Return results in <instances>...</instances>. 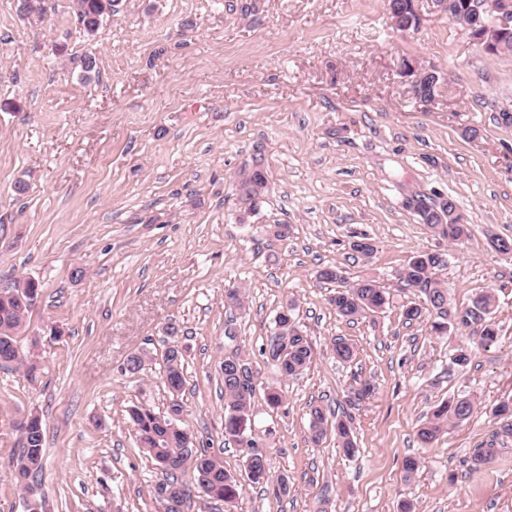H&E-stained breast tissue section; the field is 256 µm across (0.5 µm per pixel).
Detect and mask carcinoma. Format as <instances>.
Segmentation results:
<instances>
[{
	"label": "carcinoma",
	"mask_w": 512,
	"mask_h": 512,
	"mask_svg": "<svg viewBox=\"0 0 512 512\" xmlns=\"http://www.w3.org/2000/svg\"><path fill=\"white\" fill-rule=\"evenodd\" d=\"M123 0H74V13L79 29L88 36L97 33L103 20L117 12ZM267 177L260 164L244 171L237 180V195L245 210L255 212L263 202ZM404 206L419 214L424 224L434 230L440 227L436 212L441 205H430L425 195L414 193L405 198ZM446 262L438 261L428 251H417L410 256L400 273V283L408 288H417L425 297L427 306L409 305L403 312L407 322L429 318L436 314L431 329L439 334L448 327L468 328L469 320L475 313L481 314L483 323L480 326V343L490 345L497 338L495 323L491 321L494 307V295L485 291L477 295L471 305L457 309L448 300L447 289L440 287L435 279L436 270L445 266ZM319 280L326 283H339L332 298L336 312L350 320L377 313L387 303L386 290L371 278H362L350 286L344 284L340 271L333 267H324L317 272ZM39 296L38 283L32 279L14 282L12 293L0 296V365H20L30 379L40 374L39 363L30 353L23 355L11 350L19 346L18 337L28 328V316L32 312L31 297ZM296 305L290 300L281 306L274 319V333L263 348L262 353L270 360L280 362L278 368L282 375L294 377L299 375L312 362L313 347L300 328L294 316ZM332 351L336 359L350 361L356 356V347L343 337L332 341ZM164 383L171 394L167 413L161 415L147 406H133L128 410V420L136 431V437L142 451L153 459L165 475V483L179 491L177 512H184L183 506L190 499L192 487L179 477L188 467L195 474L204 475L205 494L223 500L233 501L242 490L241 482L224 470V465L215 459L194 449L191 434L181 426L180 416L184 407L180 396L185 385L184 353L165 347L161 355ZM152 357L147 352L132 354L126 359L125 370L139 373L145 369ZM255 393L245 396L240 393L231 378H224V437L243 445L244 436L252 433L249 415ZM474 411V404L468 397H452L439 403L432 411L431 418L418 429V437L424 444L434 441L450 422L456 424L468 420ZM510 423L497 427L492 440L486 447L475 450L470 458V469L478 471L492 463L498 449L495 442H504L512 437V414L506 416ZM27 432L22 435V444L13 458L14 480L21 491H28L37 483V474L42 468L45 434L39 415H29L26 419ZM311 440L320 442L327 437L328 430H333L339 447L347 455L356 451V443L348 423L330 416L315 406L310 409ZM246 479L252 484L268 485L276 495L288 492L285 478L272 479L267 467V460L258 458L244 465Z\"/></svg>",
	"instance_id": "1"
}]
</instances>
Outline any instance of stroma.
Returning <instances> with one entry per match:
<instances>
[{"mask_svg": "<svg viewBox=\"0 0 512 512\" xmlns=\"http://www.w3.org/2000/svg\"><path fill=\"white\" fill-rule=\"evenodd\" d=\"M398 28L387 0H127L95 36L72 0L23 15L0 0V280L32 278L30 322L42 365L0 367V512H28L10 460L18 424L40 415L46 448L38 482L51 512H162L160 468L141 450L128 410L165 411L158 369L125 372L128 356H160L175 325L185 350L182 419L196 448L243 479L233 504L193 492L185 512H512V440L479 471L476 448L512 399V57L493 55L439 10L413 0ZM95 57L93 81L78 64ZM434 73L421 100L416 75ZM267 172L259 210L244 215L235 179L254 161ZM28 191L16 196L14 183ZM454 197L469 228L451 246L403 206L411 193ZM266 224L290 227L287 240ZM368 239L369 255L353 250ZM441 250L436 278L453 306L494 289L499 338L456 366L472 329L437 336L408 324L423 302L399 274L418 251ZM376 278L389 303L348 320L319 282ZM240 288L244 306L224 292ZM312 346L309 367L281 376L262 349L282 304ZM235 343L252 372L250 419L267 441L270 473L288 492L245 482L244 458L224 438L220 368ZM352 342L337 361L332 340ZM372 397L352 402L362 383ZM285 393L270 408L266 388ZM475 403L469 420L429 444L417 430L451 396ZM349 413L355 455L334 436L313 442L309 410ZM420 467L405 476V457Z\"/></svg>", "mask_w": 512, "mask_h": 512, "instance_id": "obj_1", "label": "stroma"}]
</instances>
